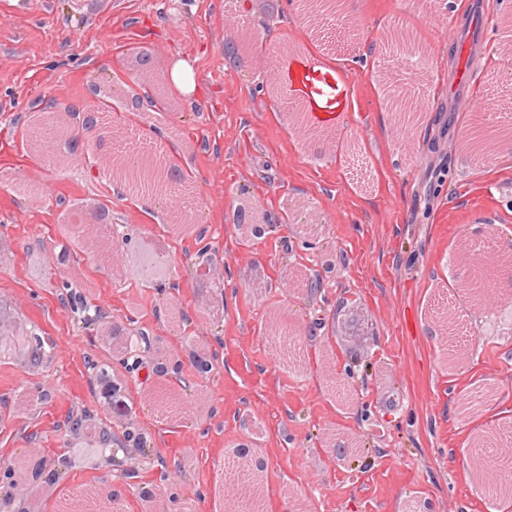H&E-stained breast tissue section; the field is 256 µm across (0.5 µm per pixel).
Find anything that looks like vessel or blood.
I'll list each match as a JSON object with an SVG mask.
<instances>
[{
    "instance_id": "vessel-or-blood-1",
    "label": "vessel or blood",
    "mask_w": 512,
    "mask_h": 512,
    "mask_svg": "<svg viewBox=\"0 0 512 512\" xmlns=\"http://www.w3.org/2000/svg\"><path fill=\"white\" fill-rule=\"evenodd\" d=\"M487 18V4L485 0H479L469 31L463 32L453 26L448 29L447 41L455 47L457 53V66L448 96L452 111L461 117L486 107L484 99L475 93L473 85L478 78ZM279 82L298 103L301 111L309 113L319 124H333L338 113L344 109L335 78L311 59L289 56L280 70Z\"/></svg>"
}]
</instances>
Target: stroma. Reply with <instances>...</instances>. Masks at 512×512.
<instances>
[{
  "instance_id": "1",
  "label": "stroma",
  "mask_w": 512,
  "mask_h": 512,
  "mask_svg": "<svg viewBox=\"0 0 512 512\" xmlns=\"http://www.w3.org/2000/svg\"><path fill=\"white\" fill-rule=\"evenodd\" d=\"M0 0V296L41 336L39 366L0 359V460L36 452L58 470L34 484L30 512H66L83 492L89 512H147L153 484L181 512H224L238 488L226 460L246 443L266 462L259 512H512L489 500L468 467L477 437L512 433V287L494 308L463 286L466 239L512 241V141L475 156L444 150L446 112H421L408 140L387 105L413 66L382 35L403 18L429 56L411 94L445 96L453 51L434 28L460 20L469 0H353L351 35L317 27L296 0ZM485 55L475 89L512 102V0H488ZM257 39L247 68L224 57L226 12ZM151 54L155 83L137 54ZM331 62L347 104L326 128L301 115L320 142L314 156L290 118L292 101L269 83L288 52ZM188 62L196 97L167 72ZM100 83L106 97L90 98ZM138 93L140 111L123 108ZM57 103L110 115L115 150H161L181 186L117 193L94 156L46 166L27 142L31 115ZM103 207L112 221H87ZM263 217L261 238L234 224L237 208ZM125 235L113 263L112 234ZM67 248L70 262L52 258ZM169 259L157 283L137 279L131 255ZM300 280L285 289V279ZM98 306L144 343L134 366L114 360L104 323L82 327L74 296ZM451 298L463 333L449 338L433 310ZM357 314L346 329L341 309ZM299 330L296 354L274 360L267 336L280 312ZM209 358L195 378L192 353ZM169 358L183 377H158ZM108 359L137 408L102 413L88 361ZM477 386L491 400L462 415ZM49 391L50 402L38 394ZM102 414L124 447L89 469L63 466L69 415ZM252 430H244L242 420ZM148 449H140L139 434Z\"/></svg>"
}]
</instances>
